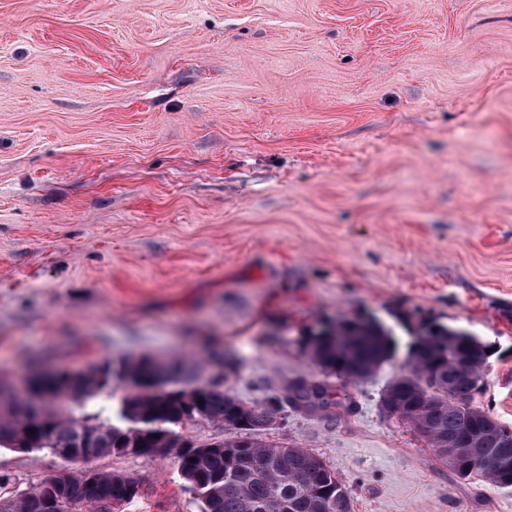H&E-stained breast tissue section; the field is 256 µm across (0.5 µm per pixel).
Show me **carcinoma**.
I'll list each match as a JSON object with an SVG mask.
<instances>
[{
    "label": "carcinoma",
    "mask_w": 512,
    "mask_h": 512,
    "mask_svg": "<svg viewBox=\"0 0 512 512\" xmlns=\"http://www.w3.org/2000/svg\"><path fill=\"white\" fill-rule=\"evenodd\" d=\"M394 329L381 321L339 317L331 326L310 331L306 352L323 371L351 380L372 376L395 353ZM477 337L435 320H422L410 346L418 375L400 373L386 391L392 415L424 438L449 461L460 478L479 475L498 488H512V435L472 397L488 368L490 345L474 352ZM129 382L130 392L112 400V377ZM132 382L125 363L106 356L73 373L32 376L34 398L0 407V447L47 449L79 462L116 454H141L143 448H173L178 469L202 503L201 512H354L352 498L327 463L307 448L263 439L282 401L297 408L327 409L330 387L298 382L285 398L241 409V400L218 384L195 388L184 362L170 360L142 368ZM243 426L230 440L186 445L178 429L188 422ZM58 477L45 479L17 497L0 500V512H43ZM61 492L70 504L90 512L137 495L129 476L95 469L70 472Z\"/></svg>",
    "instance_id": "cac0c4a2"
}]
</instances>
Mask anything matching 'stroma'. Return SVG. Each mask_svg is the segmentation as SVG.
<instances>
[{
  "label": "stroma",
  "instance_id": "obj_1",
  "mask_svg": "<svg viewBox=\"0 0 512 512\" xmlns=\"http://www.w3.org/2000/svg\"><path fill=\"white\" fill-rule=\"evenodd\" d=\"M397 327L373 377L303 336ZM492 345L473 403L512 428V0H0V380L150 355L248 404L299 381L266 433L327 462L354 512H512L381 397L419 319ZM115 512H200L174 452ZM0 448L12 490L63 470ZM285 400L297 408L315 407L327 409L332 406L340 407L339 401L331 399L330 387L322 383L298 382L288 390Z\"/></svg>",
  "mask_w": 512,
  "mask_h": 512
}]
</instances>
